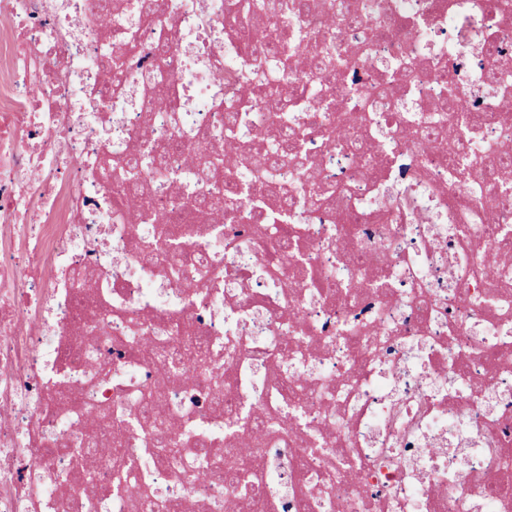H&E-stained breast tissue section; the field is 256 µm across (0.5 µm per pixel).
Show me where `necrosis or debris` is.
<instances>
[{"label":"necrosis or debris","instance_id":"4bbe7bcc","mask_svg":"<svg viewBox=\"0 0 512 512\" xmlns=\"http://www.w3.org/2000/svg\"><path fill=\"white\" fill-rule=\"evenodd\" d=\"M142 2L102 26L103 0H0V512H512V191L487 217L434 142L460 126L436 109L452 86L482 117L471 153L512 157V0H351L361 23L326 31L369 50L343 105L412 78L367 114L369 162L323 140L333 113H284L357 219L309 208L295 165L243 168L294 197L260 238L196 213L225 142H276L255 104L224 131L222 95L255 80L233 0ZM475 23L505 51L492 87ZM199 336L224 385L191 354L169 371ZM158 421L182 449L165 464Z\"/></svg>","mask_w":512,"mask_h":512}]
</instances>
